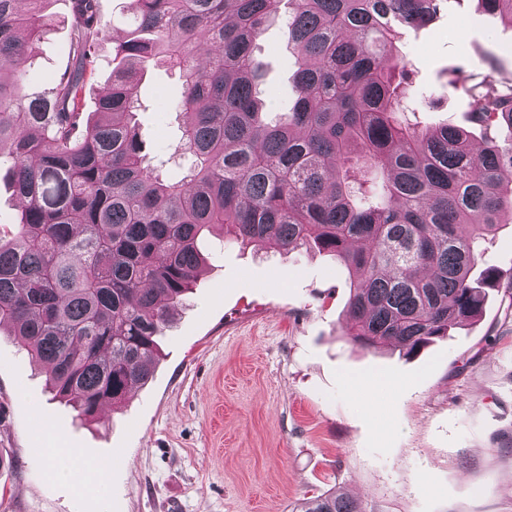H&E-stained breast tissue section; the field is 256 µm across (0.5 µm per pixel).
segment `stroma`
<instances>
[{
    "instance_id": "obj_1",
    "label": "stroma",
    "mask_w": 512,
    "mask_h": 512,
    "mask_svg": "<svg viewBox=\"0 0 512 512\" xmlns=\"http://www.w3.org/2000/svg\"><path fill=\"white\" fill-rule=\"evenodd\" d=\"M71 0H51L56 21L39 62L64 67ZM108 24L89 100L105 90L112 41L127 29V0H100ZM265 66V119L292 107L295 59L282 18L253 46ZM395 52L413 72L410 94L435 101L425 124L465 120L467 100L445 68L496 56L512 73V27L475 0H448L432 26L406 30ZM177 72L140 83L136 121L149 156H170L181 136ZM206 264L173 309L151 380L118 408L86 421L55 399L10 327H0V512H292L303 499L342 493L362 512H512V303L487 291L482 317L450 329L414 357L347 342L353 275L309 249L225 243L203 232ZM68 479L50 476L51 449ZM108 466L86 482L84 459Z\"/></svg>"
}]
</instances>
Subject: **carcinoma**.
Segmentation results:
<instances>
[{
    "label": "carcinoma",
    "instance_id": "carcinoma-1",
    "mask_svg": "<svg viewBox=\"0 0 512 512\" xmlns=\"http://www.w3.org/2000/svg\"><path fill=\"white\" fill-rule=\"evenodd\" d=\"M47 2L0 0V167L21 208L0 237V325L78 415L96 419L151 377L205 229L340 259L355 276L345 336L363 349L416 355L480 317L486 286L512 291L496 269L475 273L512 212V73L494 56L449 69L478 149L466 128L412 122L394 81L397 33L428 26L448 0H129L130 30L91 112L98 0H72L70 64L25 91L52 27ZM479 2L512 26V0ZM280 15L296 101L270 124L253 43ZM151 66L181 81L175 155L190 163L179 181L152 164L134 120ZM293 512L361 510L332 493Z\"/></svg>",
    "mask_w": 512,
    "mask_h": 512
}]
</instances>
